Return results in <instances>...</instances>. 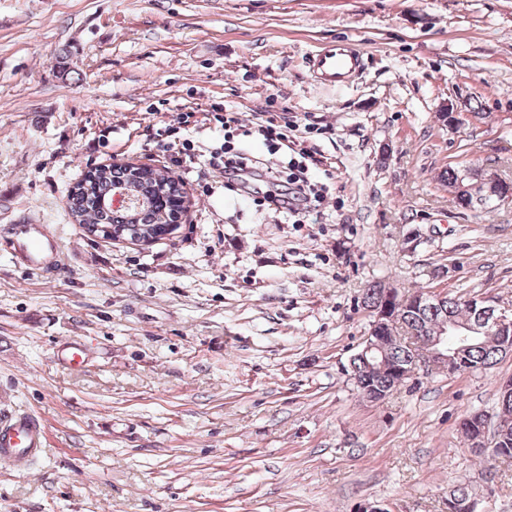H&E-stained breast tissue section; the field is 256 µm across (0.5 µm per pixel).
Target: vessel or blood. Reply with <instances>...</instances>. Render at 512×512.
<instances>
[{
    "label": "vessel or blood",
    "instance_id": "1",
    "mask_svg": "<svg viewBox=\"0 0 512 512\" xmlns=\"http://www.w3.org/2000/svg\"><path fill=\"white\" fill-rule=\"evenodd\" d=\"M364 65L356 46L346 39L323 43L308 59V67L318 86L342 87L353 81ZM0 247L14 264L31 275L49 278L64 265L58 237L48 225L22 219L0 233ZM46 446L43 418L33 412L0 415V463L14 471L26 470Z\"/></svg>",
    "mask_w": 512,
    "mask_h": 512
}]
</instances>
